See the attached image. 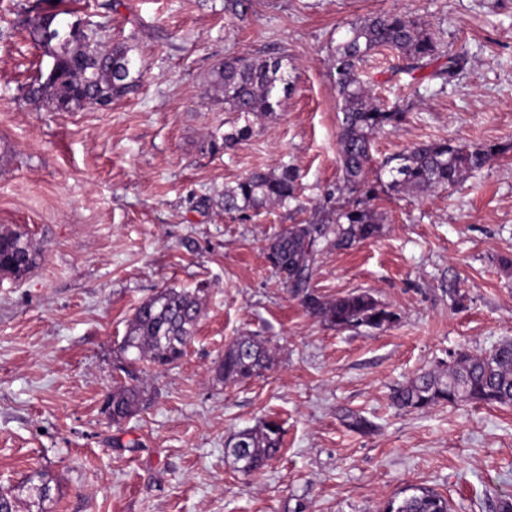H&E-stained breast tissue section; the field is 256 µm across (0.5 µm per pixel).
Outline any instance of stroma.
Returning a JSON list of instances; mask_svg holds the SVG:
<instances>
[{
	"label": "stroma",
	"mask_w": 512,
	"mask_h": 512,
	"mask_svg": "<svg viewBox=\"0 0 512 512\" xmlns=\"http://www.w3.org/2000/svg\"><path fill=\"white\" fill-rule=\"evenodd\" d=\"M0 0V227L29 230L42 257L0 278V491L18 512H382L412 487L451 512H489L512 496V404L400 411L393 388L444 371L453 353L512 340V151L453 191L381 195L382 235L339 249L321 242L311 281L321 295L371 292L398 319L337 330L286 292L266 258L291 224L334 218L344 201L339 102L330 46L352 23L388 11L439 39L432 69L462 60L448 82L407 74L388 50L362 66L405 119L380 134L368 177L415 143L512 144V0H65L96 42H124L143 77L109 108L57 112L30 100L49 59L30 41L28 8ZM292 62L276 116L227 150L212 138L238 125L209 87L224 57ZM300 173L296 200L249 220L225 214V188L256 170ZM200 290L186 355L140 380L148 402L113 425L107 394L126 383L118 345L137 305L161 289ZM241 336L267 342L274 365L244 383L213 367ZM347 411L376 423L350 431ZM279 419L278 459L239 472L224 443ZM46 473L49 499L30 498Z\"/></svg>",
	"instance_id": "35a3bbf8"
}]
</instances>
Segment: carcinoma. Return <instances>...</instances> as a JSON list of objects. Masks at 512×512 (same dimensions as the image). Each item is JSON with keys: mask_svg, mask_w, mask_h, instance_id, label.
<instances>
[{"mask_svg": "<svg viewBox=\"0 0 512 512\" xmlns=\"http://www.w3.org/2000/svg\"><path fill=\"white\" fill-rule=\"evenodd\" d=\"M61 11H40L29 21L30 40L44 50L54 72L28 86V96L59 112H73L87 102L112 101L133 93L142 73L135 69L130 49L122 44L106 50L88 37H79L62 20ZM390 50L405 61L404 70L428 67L439 54L437 38L421 22L405 14L389 12L351 24L343 41L331 49L329 68L339 97V157L341 178L336 191L349 196L332 224H291L268 245L266 258L289 293L304 311L337 329H383L397 315L368 291H352L335 298L311 288L319 242L328 240L338 249L374 239L383 231L384 219L372 208L379 193H427L452 189L467 175L487 166L505 152L499 145H458L450 140L425 141L390 158L384 164L389 180L367 178L374 139L387 128L397 127L404 113L380 103L361 78V65L374 52ZM224 95V111L235 112L245 125L211 141L218 150L247 140L252 124L276 115L281 94L288 91L287 58H260L237 54L224 58L209 77ZM298 172L287 165L255 171L224 191V212L245 216L270 204L285 205L295 198ZM40 256L29 231L22 227L0 232V277L20 279ZM198 293L164 289L137 306L118 347V370L131 383L112 389L104 400L112 423L120 424L140 409L144 390L137 381V365L167 367L180 358L193 339L201 317ZM272 366L266 344L241 336L224 349L216 377L224 382H244L260 377ZM392 402L399 409L428 410L443 404L512 403V340L500 342L477 354L459 351L448 372H424L393 389ZM346 426L369 434L375 424L365 416L348 412ZM283 427L267 420L254 428L234 433L225 453L238 471L252 474L263 469L281 451ZM29 493L40 500L50 497L46 474L35 472L26 480ZM384 512H450L448 499L424 487L402 491L384 506Z\"/></svg>", "mask_w": 512, "mask_h": 512, "instance_id": "carcinoma-1", "label": "carcinoma"}]
</instances>
